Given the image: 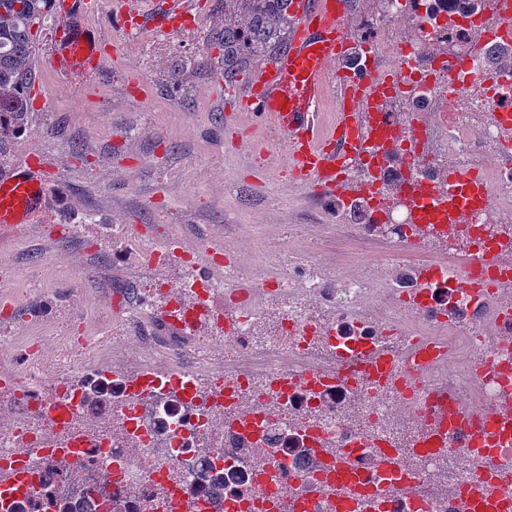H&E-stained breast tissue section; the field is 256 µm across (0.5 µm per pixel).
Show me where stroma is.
Listing matches in <instances>:
<instances>
[{"instance_id":"stroma-1","label":"stroma","mask_w":512,"mask_h":512,"mask_svg":"<svg viewBox=\"0 0 512 512\" xmlns=\"http://www.w3.org/2000/svg\"><path fill=\"white\" fill-rule=\"evenodd\" d=\"M195 27L142 46L90 17L91 30L116 46L94 74L61 77L48 59V21L35 54L34 114L23 136L0 152V175L33 156L52 186L35 223L0 234V374L29 380L33 365L25 339L45 337L41 356L69 373L134 375L180 367L154 357L130 338L125 318L134 287L153 314L172 296L194 304L183 290L178 255L153 262L150 250L168 242L199 256V279H220L225 244L251 266L266 249L288 240V227L336 249L337 220L329 201L315 196L289 172L275 149L278 130L241 112L240 92L221 75L187 68L208 52L207 37L224 17L222 0H200ZM182 69L179 84L169 76ZM148 91L146 108L133 103ZM243 138L268 143L267 154L244 153ZM81 145L76 162L73 145ZM161 291H153V284Z\"/></svg>"}]
</instances>
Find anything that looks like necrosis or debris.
Instances as JSON below:
<instances>
[{"instance_id": "4bbe7bcc", "label": "necrosis or debris", "mask_w": 512, "mask_h": 512, "mask_svg": "<svg viewBox=\"0 0 512 512\" xmlns=\"http://www.w3.org/2000/svg\"><path fill=\"white\" fill-rule=\"evenodd\" d=\"M378 4L359 49L370 66L403 60L381 106L415 143L385 140L349 173L373 187L336 203L356 245L355 269L317 260L318 239L272 261L265 276L225 251L224 307L205 318L223 324L233 365L212 359L211 337L195 336L179 348L192 396H142L132 420L129 391L117 389L111 425L87 436L77 483L59 476L55 452L39 450L47 434L40 393L17 396L12 426L0 428V462L21 455L36 490L0 500V512H127L133 488L141 503L166 504V512H337L342 496L355 512H463L461 488L503 492L497 469L512 464V435L486 456L463 433L441 455L422 448L429 419L398 418L413 382L482 410L512 396V350L499 345L492 294L459 284L489 255L512 270V134L503 120L512 80L488 85L471 76L492 66L487 35L500 24L498 0L466 15L449 0H417L410 36L395 25L408 0ZM456 63L468 69L456 83L460 106L449 113L441 76ZM413 148L415 168L406 161ZM450 168L477 174L496 217L475 206L449 224H411L415 193ZM428 339L438 344L433 363L405 356L407 345ZM369 349L393 359L380 380L351 366L330 378L337 355ZM346 457L356 477L340 487L336 465ZM212 486L221 494L209 495Z\"/></svg>"}]
</instances>
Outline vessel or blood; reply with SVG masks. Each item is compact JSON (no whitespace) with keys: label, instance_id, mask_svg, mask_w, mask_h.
Masks as SVG:
<instances>
[{"label":"vessel or blood","instance_id":"vessel-or-blood-1","mask_svg":"<svg viewBox=\"0 0 512 512\" xmlns=\"http://www.w3.org/2000/svg\"><path fill=\"white\" fill-rule=\"evenodd\" d=\"M102 5L103 0H52V12L59 21L52 39L53 66L62 71L91 72L103 65V40L85 25L86 18L99 13ZM290 12L293 24L288 47L253 76L243 96L245 112L254 120H269L277 126L281 132L279 150L289 170L307 185L335 197L354 196L347 170L368 150L363 112L378 102L381 88L396 81L398 74L348 65L352 37L345 24V0H292ZM190 14L189 0H163L152 24L168 34L174 31L175 21ZM329 93L334 96L336 119L327 125L321 121L320 112ZM444 184L447 202H453L457 209L491 205L489 194L471 174L449 169ZM49 194L47 178L33 165L0 176V227L33 223ZM445 204L432 186H423L412 210L413 223H448L451 212ZM407 411L427 415L439 432L458 430L475 414L459 400L433 409L413 403ZM510 429L512 402L504 400L491 411L482 440L492 442Z\"/></svg>","mask_w":512,"mask_h":512}]
</instances>
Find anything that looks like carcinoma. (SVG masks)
<instances>
[{
	"instance_id": "carcinoma-1",
	"label": "carcinoma",
	"mask_w": 512,
	"mask_h": 512,
	"mask_svg": "<svg viewBox=\"0 0 512 512\" xmlns=\"http://www.w3.org/2000/svg\"><path fill=\"white\" fill-rule=\"evenodd\" d=\"M50 0H0V149L26 129L33 98L30 81L34 47L39 29L52 17ZM290 0H224V27L209 36L208 55L202 68L224 69V80L233 81L248 64L265 63L287 44L292 24ZM114 388L89 382L84 404L93 414H105ZM58 473L70 482L83 476V463L63 457Z\"/></svg>"
}]
</instances>
